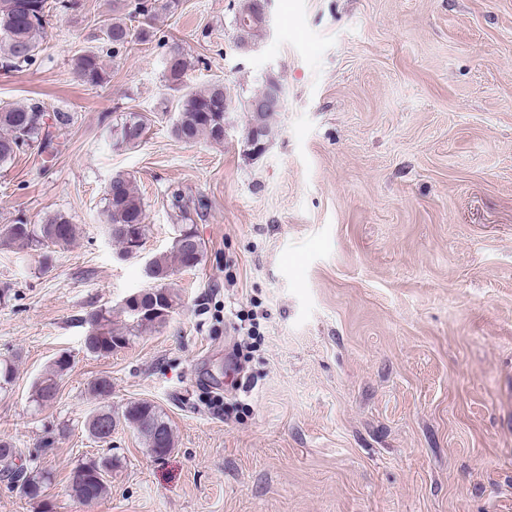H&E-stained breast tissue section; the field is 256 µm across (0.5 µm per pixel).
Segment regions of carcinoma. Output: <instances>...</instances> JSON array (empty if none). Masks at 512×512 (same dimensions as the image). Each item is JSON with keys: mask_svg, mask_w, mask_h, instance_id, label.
<instances>
[{"mask_svg": "<svg viewBox=\"0 0 512 512\" xmlns=\"http://www.w3.org/2000/svg\"><path fill=\"white\" fill-rule=\"evenodd\" d=\"M77 0H0V66L5 69H20L32 65L42 44L46 20L53 10H74ZM155 5L151 0H134L128 15L112 18L103 31V40L112 44V56H117L135 38L148 35ZM141 20L143 28L137 30L132 22ZM169 80L180 85L188 70V62L177 49L169 53L166 61ZM74 70L85 84L96 87L104 82L106 65L102 57L93 51L79 55L74 61ZM270 82L263 89L243 102L249 115V123L243 134L247 154L257 157L267 147L271 131L270 124L276 110L255 111L254 103L262 98ZM235 101L224 85L213 83L208 87L189 91L179 101L178 112L172 124V134L184 143L206 139L215 143L224 142V122L233 109ZM67 112L48 114L46 107L38 101L21 105L0 106V166L11 162L27 147L48 149L53 144L55 132L65 130L71 123ZM148 131L146 118L137 112H127L112 123L113 145L128 149L138 147ZM104 229L118 247L123 257L138 253L148 232L143 198L138 193L129 174L117 172L112 175L105 191L103 211ZM78 234L77 225L61 213L50 214L38 224L22 219L13 224L0 225V243L18 252L25 250L40 252V270L47 273L52 268L50 248L72 244ZM198 239L192 224L178 225L169 253L154 255L145 266L150 279L160 283L157 288L138 292L133 300H124L118 313L130 319V324L113 327L112 309L100 308L88 314L90 325L84 336L85 349L94 355L105 356L128 343L134 332L152 331L162 327L180 301L179 294L167 283L173 266L193 269L203 260L202 246L194 247L191 240ZM70 356L58 355L48 370L32 387L33 401L39 406L52 403L58 394V379L69 369ZM112 410L103 409L92 413L85 422L86 430L96 442H103L117 425ZM126 425L133 428L144 441L150 453L163 458L174 448V433L165 414L148 401L128 403L121 412ZM17 451L13 445L0 441V469L10 477H19L20 488L31 501L42 496L44 476L34 469L14 463ZM114 461L110 457L90 459L76 470L72 491L83 502L102 498L107 490L106 476L112 472Z\"/></svg>", "mask_w": 512, "mask_h": 512, "instance_id": "1", "label": "carcinoma"}]
</instances>
